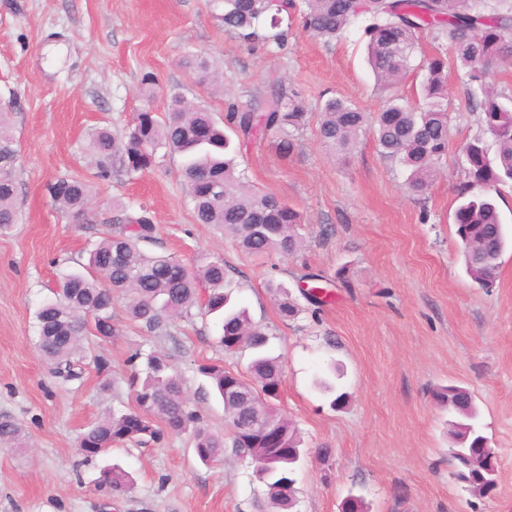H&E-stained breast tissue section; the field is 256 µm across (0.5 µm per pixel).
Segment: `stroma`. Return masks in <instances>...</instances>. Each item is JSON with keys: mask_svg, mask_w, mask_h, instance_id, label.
<instances>
[{"mask_svg": "<svg viewBox=\"0 0 512 512\" xmlns=\"http://www.w3.org/2000/svg\"><path fill=\"white\" fill-rule=\"evenodd\" d=\"M222 12V0H0V99L17 102L21 213L0 232V417L21 425L27 442L0 449V512H259L263 486L248 460L228 452L203 463L189 433L117 445L89 462L77 451L87 428L134 409L133 354L165 355L202 425L222 437L224 405L198 366L243 372L251 359L247 349L224 352L218 321L204 308L153 333L127 319L128 298L116 291L119 333L95 346L107 373L91 366L79 380L55 376L36 345L35 314L59 274L86 263L90 244L109 232L106 219L129 203L145 206L156 225L145 252L195 267L223 261L235 301L282 354L277 408L306 450L295 512H341L351 494L365 512H512V248L493 287L466 274L453 212L465 179L461 147L482 132L466 86L449 74L448 156L432 186L412 193L372 134L344 158L328 155L316 136L322 95L369 112L383 104L365 62L363 23L327 46L293 22L274 56L225 32ZM190 52L216 61L217 83L182 66ZM275 78L308 107L307 122L290 155L280 154L275 131L243 145L242 155L250 184L301 213L304 245L293 256L248 255L196 223L178 155L143 174L113 168L105 180L88 156L96 129L122 135L144 106L166 113L172 94L220 120L230 101L260 107ZM66 175L90 186L88 220H73L48 195V183ZM278 283L298 316L280 315ZM329 375L349 395L344 407L332 408L316 385ZM449 384L471 392L498 457L496 487L484 497L451 475L448 411L432 396ZM322 447L329 459L318 457ZM112 464L134 484L107 501L95 481Z\"/></svg>", "mask_w": 512, "mask_h": 512, "instance_id": "35a3bbf8", "label": "stroma"}]
</instances>
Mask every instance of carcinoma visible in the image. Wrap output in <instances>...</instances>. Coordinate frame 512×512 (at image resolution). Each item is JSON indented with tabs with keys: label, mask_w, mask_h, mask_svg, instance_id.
I'll return each mask as SVG.
<instances>
[{
	"label": "carcinoma",
	"mask_w": 512,
	"mask_h": 512,
	"mask_svg": "<svg viewBox=\"0 0 512 512\" xmlns=\"http://www.w3.org/2000/svg\"><path fill=\"white\" fill-rule=\"evenodd\" d=\"M298 16L304 29L329 43L360 19L368 24L367 60L386 90L399 86L410 70L421 36L450 44L452 57L440 53L427 58L421 85L422 103L390 94L376 113L351 101L328 97L317 104V137L332 154H350L361 137L372 131L380 153L396 162L406 175V185L425 191L436 179L439 164L448 155L450 103L448 62L467 82L482 80L494 66L512 61V0H223L224 30L244 44L262 43L279 50L287 44L285 19ZM184 66L206 79L212 64L202 53H189ZM470 111L482 114L483 134L462 146L466 180L458 190L454 212L456 234L464 244L466 274L479 286L490 288L497 278L499 259L508 246L500 214L491 193L512 184V96L492 85L467 91ZM15 101L0 100V230L18 223L15 171L19 162L10 115ZM305 112L296 94H287L274 80L268 84L261 113L230 105L224 122L184 96H172L168 114L161 117L146 107L122 139L108 129L92 134L87 150L99 176L112 174L117 164L128 173H144L157 165L164 148L183 157L181 176L200 224H214L232 237L245 252L291 255L303 246L300 212L283 200L256 192L237 170L231 136L248 142L263 132L305 125ZM52 202L64 212L83 217L92 196L78 176H64L48 187ZM115 231L93 244L87 272H64L54 298L37 310L38 349L54 373L66 380L81 377L87 363L88 338L105 340L117 334L112 315L111 291L129 296L128 318L150 332L167 330L173 319L186 318L198 303V286L205 288L206 313L217 317L225 351L251 350L249 376L222 365H202L224 403V420L231 447L243 459L263 461L255 471L265 487L274 512H293L296 497L293 474L303 455L297 428L273 406L283 380L281 356L273 353L270 335L253 323L248 311L233 299V286L224 263L211 261L199 269L171 255L148 254L141 243L155 240V225L142 207L113 220ZM130 385L136 408L113 413L83 433L78 450L92 459L115 444L160 443L167 434L190 432L198 457L209 462L224 453V439L201 425L187 403L180 378L169 372L157 354L145 358L133 372ZM320 386L340 408L349 395L336 383ZM435 399L448 407V454L452 476L481 497L495 487L492 472L497 459L483 435L471 394L456 385L441 386ZM257 413L273 425L278 442L272 444L257 431L245 429L247 418ZM24 433L15 422L0 421V444H23ZM99 491L110 496L126 489L129 475L114 466L102 471Z\"/></svg>",
	"instance_id": "1"
}]
</instances>
